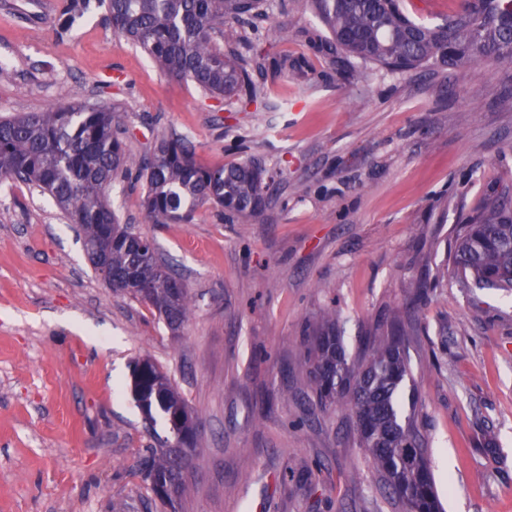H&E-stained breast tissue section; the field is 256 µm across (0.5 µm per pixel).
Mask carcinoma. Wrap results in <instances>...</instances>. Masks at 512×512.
Returning a JSON list of instances; mask_svg holds the SVG:
<instances>
[{"label": "carcinoma", "instance_id": "1", "mask_svg": "<svg viewBox=\"0 0 512 512\" xmlns=\"http://www.w3.org/2000/svg\"><path fill=\"white\" fill-rule=\"evenodd\" d=\"M113 30L138 44L169 76L189 79L211 95L243 91L266 98L253 79L262 50L244 23L263 20L264 0H102ZM340 50L393 71L426 64L488 61L512 72V0H463L438 24L412 19L400 0H299ZM87 0H64L61 28L82 14ZM112 108L83 100L0 119V181L40 189L76 224L88 257L107 245L112 290L155 309L170 329L189 314L183 282L159 257L154 243L119 224L107 201L114 175L130 163L112 129ZM145 180L143 205L153 224L187 223L194 208L214 202L235 216H256L265 206L262 169L253 163L198 165L188 139L162 136L137 162ZM454 264L479 288L512 291V202L496 200L456 230ZM328 313L311 336L309 363L316 396L331 407L342 400L356 417L359 442L404 512H442L424 439L413 415H403L399 390L409 369L395 328L373 339L365 361L349 364ZM132 391L148 415L186 414L187 404L157 364L134 368ZM147 476L181 495L177 456H153Z\"/></svg>", "mask_w": 512, "mask_h": 512}]
</instances>
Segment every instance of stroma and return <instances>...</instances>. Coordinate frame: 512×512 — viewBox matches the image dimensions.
<instances>
[{
    "mask_svg": "<svg viewBox=\"0 0 512 512\" xmlns=\"http://www.w3.org/2000/svg\"><path fill=\"white\" fill-rule=\"evenodd\" d=\"M297 0L257 82L266 107L215 99L115 34L103 6L0 0V116L80 99L112 108L131 163L108 191L185 284L178 330L95 273L51 197L0 182V512H169L143 462L165 448L132 392L157 363L200 421L176 512H402L344 406L319 404L307 353L325 312L351 363L400 322L404 410L428 442L443 512H512V295L464 287L458 225L512 196V80L491 64L396 73L331 45ZM295 62L277 70L282 56ZM164 134L205 167L252 162L260 215L209 202L149 223L135 165Z\"/></svg>",
    "mask_w": 512,
    "mask_h": 512,
    "instance_id": "35a3bbf8",
    "label": "stroma"
}]
</instances>
